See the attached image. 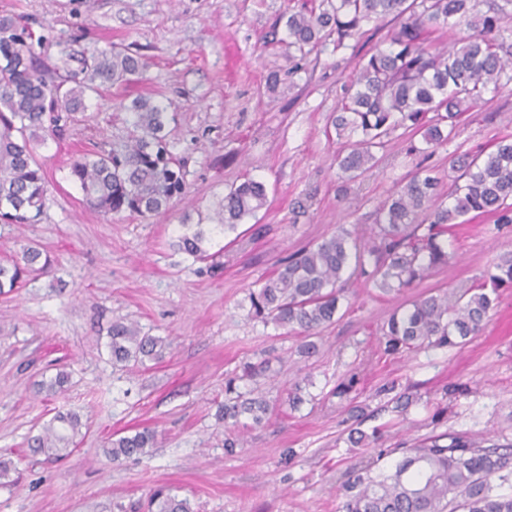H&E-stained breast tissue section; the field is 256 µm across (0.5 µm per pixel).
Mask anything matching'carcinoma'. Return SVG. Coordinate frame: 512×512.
<instances>
[{
    "instance_id": "obj_1",
    "label": "carcinoma",
    "mask_w": 512,
    "mask_h": 512,
    "mask_svg": "<svg viewBox=\"0 0 512 512\" xmlns=\"http://www.w3.org/2000/svg\"><path fill=\"white\" fill-rule=\"evenodd\" d=\"M391 19L389 47L363 59L349 93L331 116L336 135V162L342 178L354 181L375 166L374 150L386 146L402 128L420 136L425 148L437 146L456 129L463 112L489 85H498L509 60L497 38L499 10L481 13L476 0H319L288 13V46L300 58L328 43L336 48L360 34L362 25ZM433 32L448 35L447 49L427 43ZM49 74L35 63L33 33L12 14L0 15V223L21 227L37 223L44 211L47 185L36 148L58 122L75 121L85 98L104 85L128 84L146 61L113 46L92 54L69 71ZM130 137L117 149L98 150L70 168L85 204L108 216L123 212L153 217L167 212L185 191L184 173L169 150L167 106L139 96L125 107ZM458 176L447 185L437 176L415 174L382 204L376 224L363 234L339 227L285 259L275 276L250 296L256 316L303 336L302 349L315 348L309 338L336 322L342 284L350 277L368 278L384 296L412 288L432 270L448 264V237L474 218L490 216L494 224H512V137L495 148L457 156L450 161ZM267 205L265 186L253 179L233 184L219 202L214 224H181L175 246L194 258L208 257L205 243L213 230L233 232L241 221ZM51 255L38 244L22 247L0 263V294L7 295L28 277L49 272ZM512 287V253L501 256L469 287L455 294H422L409 307L395 310L383 323L387 353L411 352L424 345L460 346L478 335L499 301L498 290ZM112 363L127 367L161 361L167 339L142 332L133 322L115 321L109 331ZM262 373L246 363L242 374L224 387L219 417L229 437L224 449L242 445L240 418L256 425L270 413L260 397L239 391L236 380ZM81 420L58 414L28 439L34 453L54 459L68 456L80 434ZM381 437L353 428L348 441L367 446ZM155 432L123 435L103 449L114 462L147 453ZM342 512H445L455 501L462 512H512V445L485 448L465 436L427 437L407 449L390 474L376 477L352 471L344 485ZM154 512H191L185 499L156 494Z\"/></svg>"
}]
</instances>
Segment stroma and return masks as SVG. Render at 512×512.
<instances>
[{
	"label": "stroma",
	"mask_w": 512,
	"mask_h": 512,
	"mask_svg": "<svg viewBox=\"0 0 512 512\" xmlns=\"http://www.w3.org/2000/svg\"><path fill=\"white\" fill-rule=\"evenodd\" d=\"M302 2L0 0V15L24 16L43 38L42 67L59 66L66 52L77 70L93 50L116 44L149 63L134 83L91 94L85 122L38 146L48 189L40 222L0 224V259L34 242L54 260L50 273L0 295V459L15 465L0 478V512H147L157 489L188 500L192 512H340L349 468L389 472L426 436L512 443V288L463 346L398 355L380 347V328L397 307L425 292L459 291L512 251V225L497 231L484 217L463 225L448 240L447 265L400 297L351 284L308 357L298 337L252 310L251 293L282 257L339 225L370 227L413 173L448 177L451 157L493 150L512 134V80L504 78L428 156L408 154L412 135L399 130L377 150L374 168L343 183L330 116L363 57L388 48L392 24H368L360 41L297 64L284 28ZM140 95L172 104L168 141L186 193L160 216L107 219L83 205L70 165L95 146L125 141L124 107ZM248 178L265 185V208L209 241L207 261L173 248L183 217L214 223L226 186ZM305 197L312 205L296 215ZM117 320L167 338L171 353L114 367L107 342ZM264 360L270 372L239 388L265 396L274 411L225 454L217 418L224 383L243 363ZM61 371L64 392L46 390ZM349 376L352 389L337 395ZM300 380L307 397L294 410L288 393ZM399 395L407 409L397 408ZM353 406L364 412L362 430L382 429L378 443L351 447ZM60 412L82 418L76 449L60 460L32 454L28 438ZM145 428L157 434L147 454L105 457L112 434Z\"/></svg>",
	"instance_id": "35a3bbf8"
}]
</instances>
